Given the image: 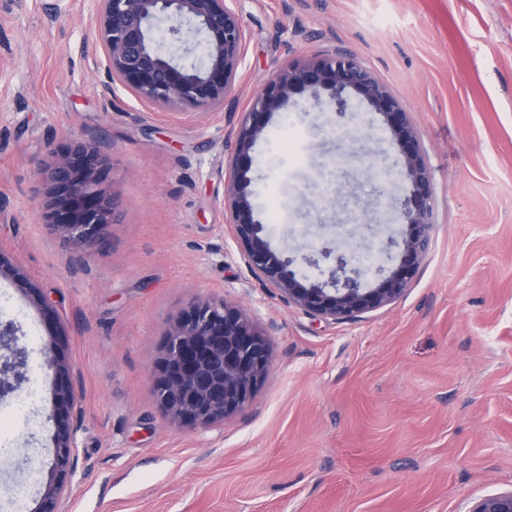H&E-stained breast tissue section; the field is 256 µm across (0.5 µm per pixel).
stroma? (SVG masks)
I'll list each match as a JSON object with an SVG mask.
<instances>
[{"label": "stroma", "mask_w": 512, "mask_h": 512, "mask_svg": "<svg viewBox=\"0 0 512 512\" xmlns=\"http://www.w3.org/2000/svg\"><path fill=\"white\" fill-rule=\"evenodd\" d=\"M247 33L223 106L164 111L95 65L96 0H0V319L51 381L71 368L78 463L67 512H470L512 491V0H233ZM342 53L407 108L433 183L432 243L394 302L325 320L285 304L245 263L222 205L253 95L286 64ZM295 98L252 152L255 215L312 282L308 247L350 225L401 238L367 171L400 147L355 92ZM97 148L122 209L103 248L43 224L37 165L70 138ZM341 205L320 207L322 196ZM247 311L270 351L249 403L224 421L175 422L152 392L165 332L189 302ZM49 399L0 398V512L36 507L53 456ZM29 473H21V466Z\"/></svg>", "instance_id": "stroma-1"}]
</instances>
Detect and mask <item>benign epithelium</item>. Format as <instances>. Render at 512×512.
I'll return each instance as SVG.
<instances>
[{"mask_svg": "<svg viewBox=\"0 0 512 512\" xmlns=\"http://www.w3.org/2000/svg\"><path fill=\"white\" fill-rule=\"evenodd\" d=\"M228 0H97L91 28L100 64L111 80L126 85L141 101L166 110H209L224 105L232 93L245 53L246 31ZM162 31L179 44L184 54L201 34L205 65L179 63L162 53L155 32ZM351 89L374 107L398 139L403 155L401 174L410 182L404 200L408 232L398 241L381 242V250L401 249L400 264L387 272L375 288H364L366 267L353 251L322 244L302 257L311 267L331 260L324 284H304L290 269L293 260L270 247L263 225L255 219L250 190V152L263 138L271 115L284 110L297 95L309 94L311 109L320 104L319 91L330 92L336 128L352 120L343 93ZM48 185L45 223L73 248L100 243L106 225L116 221L118 200L106 193V169L101 155L80 141L54 154L46 167L34 170ZM393 167L370 173L379 202L389 193ZM433 185L418 137L408 113L388 88L354 57H314L289 64L255 94L235 135L233 163L226 186L229 224L233 235L246 245L245 262L260 279L275 288L288 305L323 319H339L381 308L408 288L422 257L429 250V200ZM20 328L12 320L0 321V348L8 352L0 361V396L26 381L27 352L19 344ZM270 361L266 340L249 315L222 300L193 302L165 334L164 355L154 392L162 406L180 423L207 425L222 420L251 399ZM57 378L53 400L63 412L54 435L53 479L47 483L34 512H66V490L76 474L79 427L70 421L75 408L68 367L55 363ZM470 512H512V491L479 500Z\"/></svg>", "mask_w": 512, "mask_h": 512, "instance_id": "1", "label": "benign epithelium"}]
</instances>
